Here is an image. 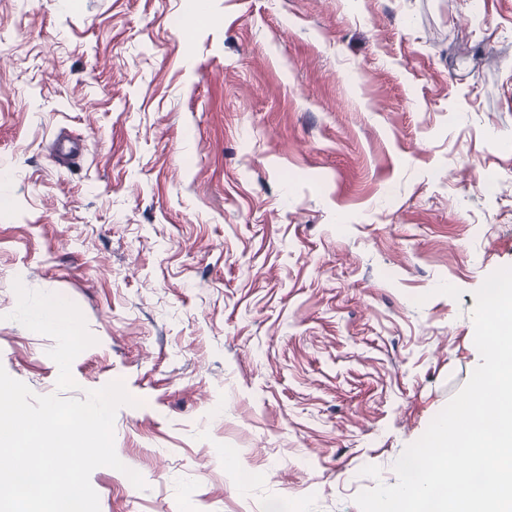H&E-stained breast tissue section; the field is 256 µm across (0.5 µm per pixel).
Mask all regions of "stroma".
<instances>
[{"mask_svg": "<svg viewBox=\"0 0 512 512\" xmlns=\"http://www.w3.org/2000/svg\"><path fill=\"white\" fill-rule=\"evenodd\" d=\"M472 12L0 0V367L135 398L115 450L147 487L95 469L100 512H360L396 484L512 266V0ZM48 298L74 335L32 320Z\"/></svg>", "mask_w": 512, "mask_h": 512, "instance_id": "1", "label": "stroma"}]
</instances>
